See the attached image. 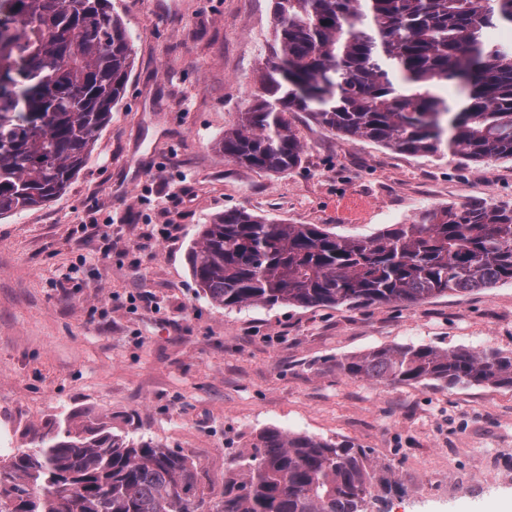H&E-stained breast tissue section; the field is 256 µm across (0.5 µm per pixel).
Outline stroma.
<instances>
[{
  "instance_id": "1",
  "label": "stroma",
  "mask_w": 512,
  "mask_h": 512,
  "mask_svg": "<svg viewBox=\"0 0 512 512\" xmlns=\"http://www.w3.org/2000/svg\"><path fill=\"white\" fill-rule=\"evenodd\" d=\"M112 6L133 45L121 102L62 195L0 219L10 451L95 418L191 455L217 497L233 457L276 428L392 464L399 491L367 512H512V387L377 383L336 366L401 345L511 355V282L415 304L224 309L189 262L203 224L232 210L362 238L426 208L512 202V160L412 155L295 112L296 169L239 167L217 144L269 54L272 0Z\"/></svg>"
}]
</instances>
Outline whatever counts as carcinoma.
Segmentation results:
<instances>
[{
  "label": "carcinoma",
  "mask_w": 512,
  "mask_h": 512,
  "mask_svg": "<svg viewBox=\"0 0 512 512\" xmlns=\"http://www.w3.org/2000/svg\"><path fill=\"white\" fill-rule=\"evenodd\" d=\"M274 44L252 104L218 142L224 158L276 173L302 147L288 119L307 112L338 134L414 155L512 159V0H273ZM0 216L62 193L120 102L133 65L112 0H0ZM453 84L458 112L439 93ZM218 307L420 302L512 282V203L427 208L409 224L351 238L245 210L203 226L189 256ZM351 378L512 386L499 351L397 346L347 358ZM389 464L346 441L259 432L233 459L220 498L188 455L58 422L39 447L0 455V512H366L397 489Z\"/></svg>",
  "instance_id": "cac0c4a2"
}]
</instances>
